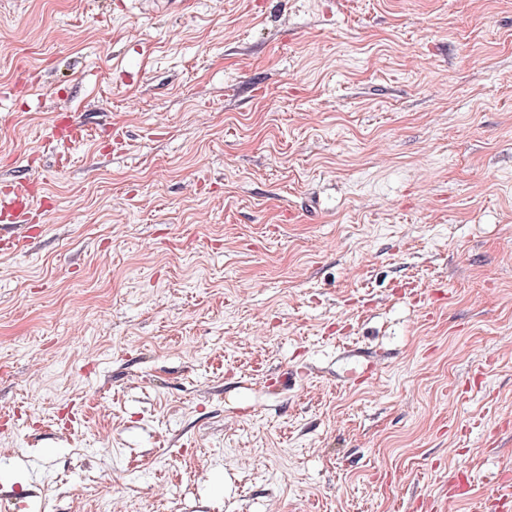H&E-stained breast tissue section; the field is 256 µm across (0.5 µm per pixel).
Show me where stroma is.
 Here are the masks:
<instances>
[{
	"mask_svg": "<svg viewBox=\"0 0 512 512\" xmlns=\"http://www.w3.org/2000/svg\"><path fill=\"white\" fill-rule=\"evenodd\" d=\"M17 180L0 512H512V0H0ZM31 197L32 194L24 183L12 185L0 195V213L4 210L13 211L20 218L31 205Z\"/></svg>",
	"mask_w": 512,
	"mask_h": 512,
	"instance_id": "stroma-1",
	"label": "stroma"
}]
</instances>
